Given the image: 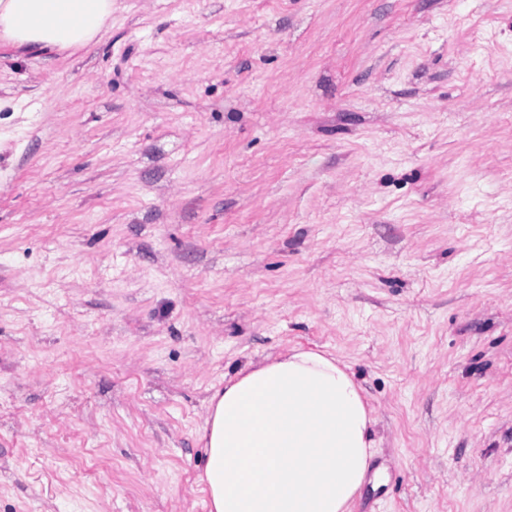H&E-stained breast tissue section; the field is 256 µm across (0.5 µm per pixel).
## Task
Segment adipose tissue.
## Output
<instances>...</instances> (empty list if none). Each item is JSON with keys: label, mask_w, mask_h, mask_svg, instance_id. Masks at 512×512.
<instances>
[{"label": "adipose tissue", "mask_w": 512, "mask_h": 512, "mask_svg": "<svg viewBox=\"0 0 512 512\" xmlns=\"http://www.w3.org/2000/svg\"><path fill=\"white\" fill-rule=\"evenodd\" d=\"M111 18L112 0H0V39L61 53L97 39ZM374 423L336 357L293 348L248 364L209 399L210 512H350Z\"/></svg>", "instance_id": "adipose-tissue-1"}]
</instances>
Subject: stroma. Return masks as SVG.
<instances>
[{"label": "stroma", "instance_id": "obj_1", "mask_svg": "<svg viewBox=\"0 0 512 512\" xmlns=\"http://www.w3.org/2000/svg\"><path fill=\"white\" fill-rule=\"evenodd\" d=\"M293 347L351 512H512V0H112L0 43V512H209L208 399ZM111 19L112 0H0V39L61 53L97 39Z\"/></svg>", "mask_w": 512, "mask_h": 512}]
</instances>
